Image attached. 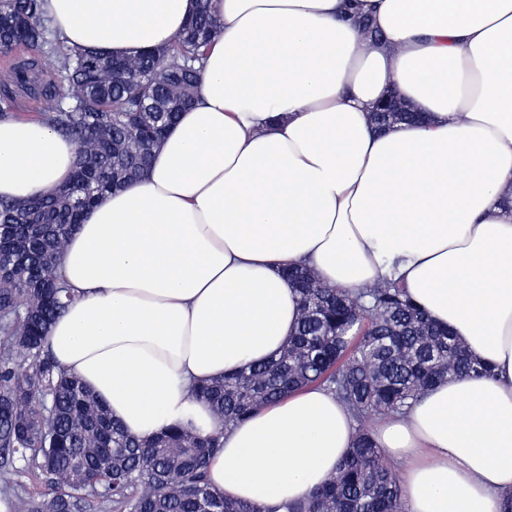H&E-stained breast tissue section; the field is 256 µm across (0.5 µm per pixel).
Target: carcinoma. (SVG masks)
Segmentation results:
<instances>
[{
	"label": "carcinoma",
	"instance_id": "cac0c4a2",
	"mask_svg": "<svg viewBox=\"0 0 512 512\" xmlns=\"http://www.w3.org/2000/svg\"><path fill=\"white\" fill-rule=\"evenodd\" d=\"M165 45L112 56L63 45L43 0H0V57L37 54L0 86V119L20 109L76 145L68 184L25 202L0 201V465L41 484L15 490L6 512H264L217 492L206 476L224 430L302 387L331 391L357 424L354 446L324 485L287 512H403L401 464L375 446L371 423L402 414L432 385L491 373L394 281L353 292L285 271L300 295L295 333L276 357L194 389L215 428L175 424L137 439L50 353L51 323L76 299L60 272L66 237L107 194L141 176L179 113L195 103L199 69L220 28L209 0ZM374 112L384 130L417 113ZM23 462L16 467V462Z\"/></svg>",
	"mask_w": 512,
	"mask_h": 512
}]
</instances>
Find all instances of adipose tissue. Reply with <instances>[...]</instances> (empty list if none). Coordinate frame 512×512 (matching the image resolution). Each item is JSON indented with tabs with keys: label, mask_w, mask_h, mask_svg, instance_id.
I'll return each instance as SVG.
<instances>
[{
	"label": "adipose tissue",
	"mask_w": 512,
	"mask_h": 512,
	"mask_svg": "<svg viewBox=\"0 0 512 512\" xmlns=\"http://www.w3.org/2000/svg\"><path fill=\"white\" fill-rule=\"evenodd\" d=\"M221 32L199 101L145 178L69 235L80 292L49 332L54 359L127 432L214 422L192 384L277 355L297 325L284 265L329 285L402 284L493 369L436 385L373 425L401 461L405 512H500L512 494V0H212ZM196 0H45L65 44H167ZM369 19L381 34L370 42ZM397 91L423 123L379 133ZM76 147L0 120V199L65 184ZM354 422L309 386L225 431L211 483L263 512L308 498Z\"/></svg>",
	"instance_id": "adipose-tissue-1"
}]
</instances>
